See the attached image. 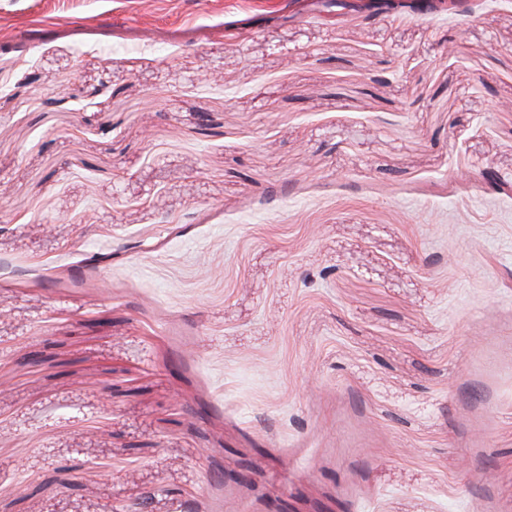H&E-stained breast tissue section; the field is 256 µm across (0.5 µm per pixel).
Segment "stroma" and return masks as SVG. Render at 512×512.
I'll return each mask as SVG.
<instances>
[{"label":"stroma","instance_id":"stroma-1","mask_svg":"<svg viewBox=\"0 0 512 512\" xmlns=\"http://www.w3.org/2000/svg\"><path fill=\"white\" fill-rule=\"evenodd\" d=\"M488 163L512 0H0V512H512Z\"/></svg>","mask_w":512,"mask_h":512}]
</instances>
